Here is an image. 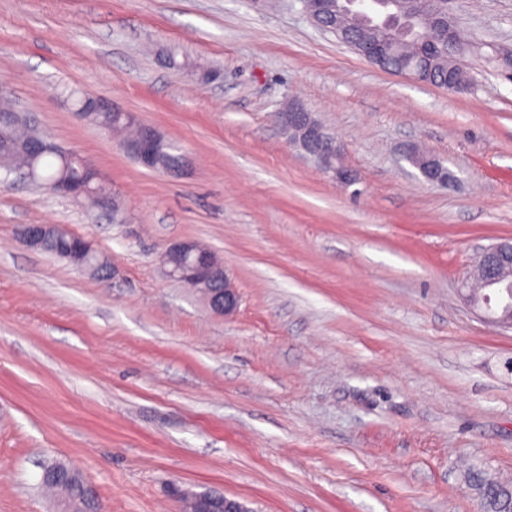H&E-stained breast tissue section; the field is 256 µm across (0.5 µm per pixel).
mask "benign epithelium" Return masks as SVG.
<instances>
[{
  "label": "benign epithelium",
  "mask_w": 512,
  "mask_h": 512,
  "mask_svg": "<svg viewBox=\"0 0 512 512\" xmlns=\"http://www.w3.org/2000/svg\"><path fill=\"white\" fill-rule=\"evenodd\" d=\"M392 0H336V13L326 12L325 6L318 4L306 9L308 18L320 29L336 34L343 43L354 46V35L364 28H378L393 31L396 29L393 17ZM16 111L12 107L0 108V151L10 147L9 134L15 124ZM279 120L288 134L290 145L298 148L314 160L324 171L333 173L336 180L350 184L352 172L342 165L340 146L325 131L301 104L291 103L279 112ZM138 136L122 144L125 152L140 166L150 171L176 173L186 164L185 155H180L179 163L171 168L158 165V157L163 138L158 130L144 123H137ZM403 158L414 167L423 182L430 185L448 184V168L444 161L427 153L418 154L417 148L407 145ZM49 190L60 196L85 197L101 210H114V199L100 188L88 183L55 181ZM45 224H26L20 230V240L28 248H44ZM160 264L167 274L181 282L199 289L205 296L210 309L219 315L235 312L239 296L223 263L209 250L193 241H180L171 244L162 253ZM465 297L473 310L484 320L495 326L512 330V238L501 239L485 247L461 283ZM477 498H482L491 490L502 491L512 498V486L489 478L481 484H469ZM192 498L196 512H247L244 504L234 498L212 491H177L178 502Z\"/></svg>",
  "instance_id": "1"
}]
</instances>
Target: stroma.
<instances>
[{"mask_svg": "<svg viewBox=\"0 0 512 512\" xmlns=\"http://www.w3.org/2000/svg\"><path fill=\"white\" fill-rule=\"evenodd\" d=\"M448 10L473 38L454 94L371 63L301 0H0V85L120 207L0 182V512H62L42 486L59 463L101 512H177L173 483L251 512H476L469 470L512 481V331L460 290L512 237V0ZM69 89L155 126L184 172L135 163ZM289 96L355 184L289 145ZM25 224L89 240L113 278L22 246ZM183 240L223 260L232 315L164 273ZM418 153L414 145H406L403 149V158L417 170L423 182L430 185H447L449 172L444 161L434 154Z\"/></svg>", "mask_w": 512, "mask_h": 512, "instance_id": "obj_1", "label": "stroma"}]
</instances>
